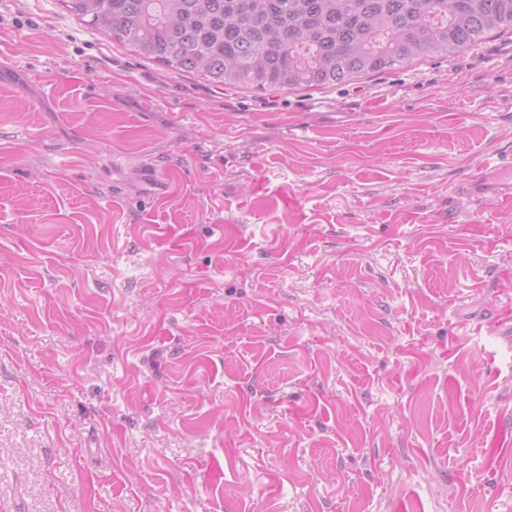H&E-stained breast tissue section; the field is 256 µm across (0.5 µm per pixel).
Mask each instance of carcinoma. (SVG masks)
Masks as SVG:
<instances>
[{"label":"carcinoma","mask_w":512,"mask_h":512,"mask_svg":"<svg viewBox=\"0 0 512 512\" xmlns=\"http://www.w3.org/2000/svg\"><path fill=\"white\" fill-rule=\"evenodd\" d=\"M132 52L224 88L334 86L512 31V0H61Z\"/></svg>","instance_id":"obj_1"}]
</instances>
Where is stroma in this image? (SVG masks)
Returning <instances> with one entry per match:
<instances>
[{
	"mask_svg": "<svg viewBox=\"0 0 512 512\" xmlns=\"http://www.w3.org/2000/svg\"><path fill=\"white\" fill-rule=\"evenodd\" d=\"M511 45L222 90L0 0V512H512ZM493 166L480 167L461 187V194L478 202L490 201L497 206L512 203V151H501Z\"/></svg>",
	"mask_w": 512,
	"mask_h": 512,
	"instance_id": "1",
	"label": "stroma"
}]
</instances>
